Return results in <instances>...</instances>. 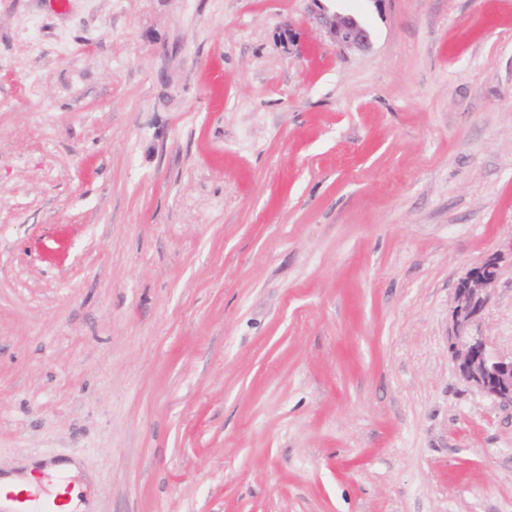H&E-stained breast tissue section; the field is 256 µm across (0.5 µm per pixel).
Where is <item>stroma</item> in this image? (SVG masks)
I'll return each mask as SVG.
<instances>
[{
	"mask_svg": "<svg viewBox=\"0 0 512 512\" xmlns=\"http://www.w3.org/2000/svg\"><path fill=\"white\" fill-rule=\"evenodd\" d=\"M0 0V475L92 512H512L455 288L512 248V0ZM480 328L512 353V269ZM332 40L341 47L365 46L369 42V33L357 19L351 15L334 14L330 17L320 14Z\"/></svg>",
	"mask_w": 512,
	"mask_h": 512,
	"instance_id": "stroma-1",
	"label": "stroma"
}]
</instances>
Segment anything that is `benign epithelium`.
<instances>
[{
    "instance_id": "benign-epithelium-1",
    "label": "benign epithelium",
    "mask_w": 512,
    "mask_h": 512,
    "mask_svg": "<svg viewBox=\"0 0 512 512\" xmlns=\"http://www.w3.org/2000/svg\"><path fill=\"white\" fill-rule=\"evenodd\" d=\"M332 40L341 47L365 46L369 33L351 15H320ZM503 256L495 253L470 267L455 290L448 346L460 377L480 393L512 404V354L491 352L480 332L481 316L492 298Z\"/></svg>"
}]
</instances>
